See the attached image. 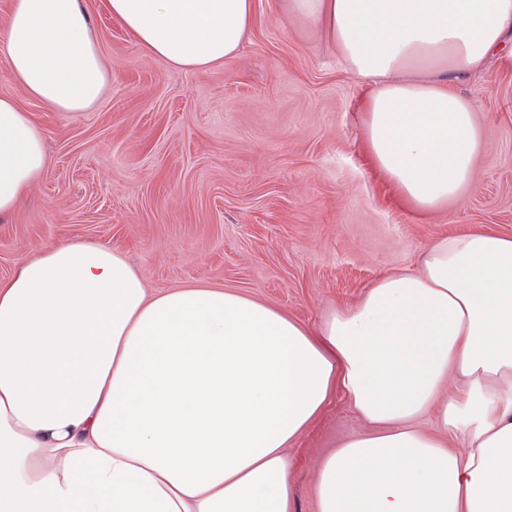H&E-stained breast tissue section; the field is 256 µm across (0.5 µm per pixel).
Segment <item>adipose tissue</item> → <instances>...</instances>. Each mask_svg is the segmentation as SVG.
Returning a JSON list of instances; mask_svg holds the SVG:
<instances>
[{
    "label": "adipose tissue",
    "mask_w": 512,
    "mask_h": 512,
    "mask_svg": "<svg viewBox=\"0 0 512 512\" xmlns=\"http://www.w3.org/2000/svg\"><path fill=\"white\" fill-rule=\"evenodd\" d=\"M287 2L369 80L367 154L405 205L474 189L483 132L455 79L512 40V0ZM105 6L197 71L255 22V0ZM0 54L53 112L112 81L86 0H11ZM46 166L42 127L0 96V218ZM338 392L367 427L319 462L316 512H512V236L437 239L314 330L232 288L148 292L102 243L36 251L0 282V512H290L286 448Z\"/></svg>",
    "instance_id": "adipose-tissue-1"
}]
</instances>
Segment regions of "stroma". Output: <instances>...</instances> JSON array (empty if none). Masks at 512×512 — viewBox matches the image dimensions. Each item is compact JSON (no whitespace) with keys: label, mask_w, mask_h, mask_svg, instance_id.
Listing matches in <instances>:
<instances>
[{"label":"stroma","mask_w":512,"mask_h":512,"mask_svg":"<svg viewBox=\"0 0 512 512\" xmlns=\"http://www.w3.org/2000/svg\"><path fill=\"white\" fill-rule=\"evenodd\" d=\"M112 84L86 112H52L0 61V95L41 124L49 162L0 219V281L63 240L122 252L150 290L234 288L308 327L381 277L413 271L434 240L466 230L512 235V63L492 57L458 79L484 130L477 186L420 217L370 167L365 80L277 0H256L240 55L205 72L146 54L87 0ZM343 395L288 447L292 512H315L316 464L363 430Z\"/></svg>","instance_id":"obj_1"}]
</instances>
